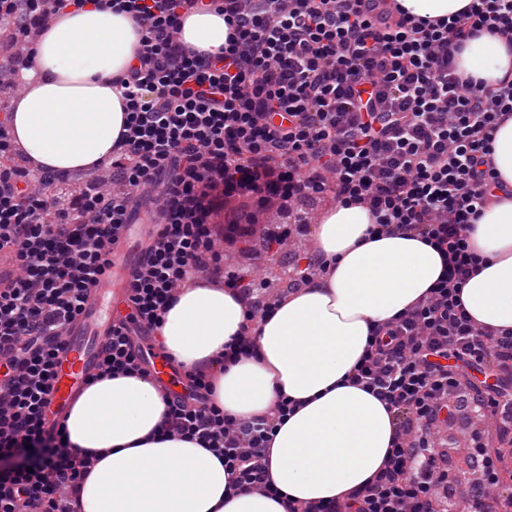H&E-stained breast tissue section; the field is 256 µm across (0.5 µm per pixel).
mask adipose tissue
Segmentation results:
<instances>
[{
    "instance_id": "adipose-tissue-1",
    "label": "adipose tissue",
    "mask_w": 512,
    "mask_h": 512,
    "mask_svg": "<svg viewBox=\"0 0 512 512\" xmlns=\"http://www.w3.org/2000/svg\"><path fill=\"white\" fill-rule=\"evenodd\" d=\"M223 14L187 16L180 38L191 50L223 51ZM140 33L131 15L91 6L60 17L35 48L38 74L26 79L9 134L37 167L93 171L112 157L127 122L116 79L132 63ZM512 73V48L494 34L469 41L461 79L495 82ZM508 188L471 224L479 266L460 300L483 326L512 328V118L492 143ZM369 212L337 205L316 226L317 252L330 273L278 304L259 324L254 356L217 374L213 400L245 420L278 397L295 410L269 449L272 493L233 489L223 461L200 445L158 436L165 411L155 386L117 376L87 386L72 406L73 447L98 460L82 489L83 512H285L278 495L302 501L343 498L382 468L393 415L365 389L345 384L374 328L424 297L443 270L442 255L416 237L379 234ZM245 322L239 298L203 282L182 289L165 316L163 340L186 368L210 364Z\"/></svg>"
}]
</instances>
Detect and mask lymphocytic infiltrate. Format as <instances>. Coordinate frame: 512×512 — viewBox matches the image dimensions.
I'll use <instances>...</instances> for the list:
<instances>
[{
	"mask_svg": "<svg viewBox=\"0 0 512 512\" xmlns=\"http://www.w3.org/2000/svg\"><path fill=\"white\" fill-rule=\"evenodd\" d=\"M111 0H0V74L11 85L34 68L52 17ZM141 38L120 76L128 123L108 163L111 190L89 182L62 199L63 175L0 164V254L19 270L0 286V512H82L96 462L76 451L67 425L45 430L65 328L112 266V248L154 187L158 214L143 265L126 277L127 312L112 323L90 381L150 378L134 332H160L179 289L204 274L245 305L234 347L185 371V393L165 400L159 433L215 452L245 491H268L266 451L292 411L279 399L247 420L211 396L218 368L253 354L258 322L274 305L254 281L224 272V250L256 230L253 216L225 225V200L265 205L332 193L368 209L375 232L416 236L448 258L443 277L410 309L379 325L348 380L384 401L395 420L380 471L346 500L283 499L285 512H446L433 489L445 456L417 445L415 425L438 422L471 372L488 378L468 403L477 414L512 405V330L477 325L459 301L476 271L466 227L499 182L490 149L512 118V79L467 85L455 60L491 31L512 46V0H472L450 18L422 19L393 0H123ZM223 12L220 54L179 39L185 15ZM484 480L467 512H493L498 455L477 444Z\"/></svg>",
	"mask_w": 512,
	"mask_h": 512,
	"instance_id": "1",
	"label": "lymphocytic infiltrate"
}]
</instances>
